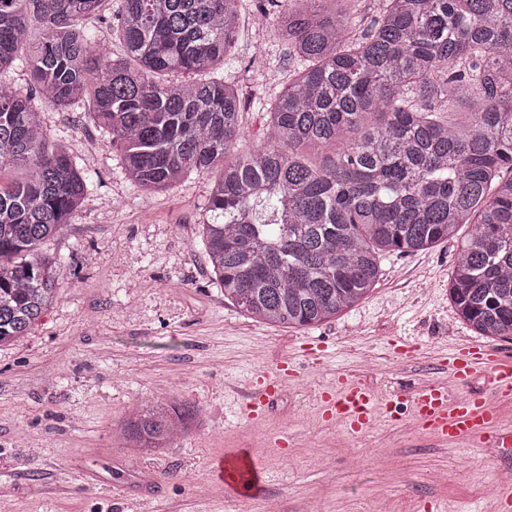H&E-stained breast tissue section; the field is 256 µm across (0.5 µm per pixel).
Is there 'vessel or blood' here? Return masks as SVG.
<instances>
[{
    "mask_svg": "<svg viewBox=\"0 0 512 512\" xmlns=\"http://www.w3.org/2000/svg\"><path fill=\"white\" fill-rule=\"evenodd\" d=\"M441 363L449 382H424L411 391L376 396L361 384L337 375L322 394L323 420L359 433L372 425L376 415L390 419L413 418L435 440L448 443L465 437H494L496 445H512V429L503 426L501 406L512 402V357L464 341L443 347ZM492 376L491 396L466 394L465 388L480 369ZM284 379L279 372H259L241 396L242 412L260 419ZM235 499L256 496L265 472L243 451L225 455L214 473Z\"/></svg>",
    "mask_w": 512,
    "mask_h": 512,
    "instance_id": "vessel-or-blood-1",
    "label": "vessel or blood"
}]
</instances>
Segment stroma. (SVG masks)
<instances>
[{"instance_id": "35a3bbf8", "label": "stroma", "mask_w": 512, "mask_h": 512, "mask_svg": "<svg viewBox=\"0 0 512 512\" xmlns=\"http://www.w3.org/2000/svg\"><path fill=\"white\" fill-rule=\"evenodd\" d=\"M247 0L236 55L261 50L269 69L239 71L246 99L288 83V46ZM49 142L80 156L94 178L72 224L44 243L69 255L59 294L29 336L0 345V512H490L512 469V447L483 453L465 438L437 444L407 420L363 433L318 418L319 397L345 373L384 396L442 381L445 345L475 340L448 301L458 249L382 258L377 286L355 307L307 329L270 326L225 302L199 245L211 179L192 174L151 197L126 180L111 136L70 109L44 110ZM421 353L402 366L394 344ZM290 362V381L261 419L239 393L259 368ZM198 406L195 432L148 455L119 424L134 405ZM247 449L267 480L236 501L206 478L218 456Z\"/></svg>"}]
</instances>
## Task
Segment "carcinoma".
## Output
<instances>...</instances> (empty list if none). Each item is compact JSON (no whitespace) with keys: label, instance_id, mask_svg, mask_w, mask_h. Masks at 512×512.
<instances>
[{"label":"carcinoma","instance_id":"cac0c4a2","mask_svg":"<svg viewBox=\"0 0 512 512\" xmlns=\"http://www.w3.org/2000/svg\"><path fill=\"white\" fill-rule=\"evenodd\" d=\"M347 2H277L293 74L261 104L264 144L242 150L247 103L219 68L235 59L243 0H121L118 55L85 26L102 0H0V170L27 172L0 184V342L52 305L61 259L41 247L91 184L73 156L47 150L37 93L86 110L147 193L215 174L203 252L252 319L315 326L375 287L383 254L471 224L448 299L476 334L512 336V0H380L360 36ZM16 67L34 91L1 78ZM457 101L467 124L442 118ZM328 150L320 165L309 157ZM197 416L146 403L123 431L147 452Z\"/></svg>","mask_w":512,"mask_h":512}]
</instances>
